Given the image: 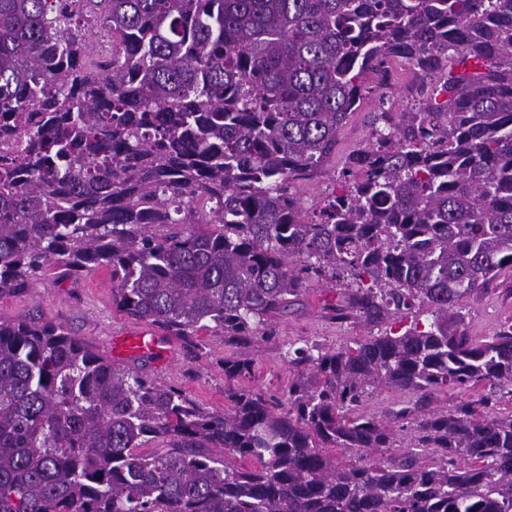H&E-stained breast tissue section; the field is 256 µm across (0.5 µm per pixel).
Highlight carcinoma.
<instances>
[{"label": "carcinoma", "instance_id": "1", "mask_svg": "<svg viewBox=\"0 0 512 512\" xmlns=\"http://www.w3.org/2000/svg\"><path fill=\"white\" fill-rule=\"evenodd\" d=\"M396 69L404 100H375L305 208L292 185ZM96 267L189 344L323 281L379 333L290 348L286 403L214 412L59 323L0 321V512H512V416L486 412L512 323L479 341L459 306L512 268V0H0V297ZM481 384L403 451L356 412Z\"/></svg>", "mask_w": 512, "mask_h": 512}]
</instances>
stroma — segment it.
Instances as JSON below:
<instances>
[{"label":"stroma","mask_w":512,"mask_h":512,"mask_svg":"<svg viewBox=\"0 0 512 512\" xmlns=\"http://www.w3.org/2000/svg\"><path fill=\"white\" fill-rule=\"evenodd\" d=\"M372 107V102H365L342 126L328 171L340 169L347 154L367 141ZM109 275L108 269L99 267L76 279H39L22 294L0 297V319L34 316L44 322L62 324L72 335L91 344L99 355H106L111 336L135 324L134 319L113 308L111 286L100 285V278ZM343 293V287L329 283L312 285L256 335L234 337L220 330H208L202 332V345L197 349L171 335L167 338L171 350L167 362L141 359L134 366L158 384L182 388L210 411L227 407L225 394L230 389L260 391L283 398L295 374L283 358L288 347L316 342L334 350L375 334V327L359 317L337 318L335 307ZM463 305L469 312L471 335L480 339L494 336L503 324L512 322V269L503 270L487 290L464 300ZM228 358L250 364L252 376L241 380L225 378L224 361ZM484 392L481 386L467 387L437 391L421 400L413 393L380 387L369 395L360 410L397 428L401 425L400 410L443 409L480 397Z\"/></svg>","instance_id":"35a3bbf8"}]
</instances>
